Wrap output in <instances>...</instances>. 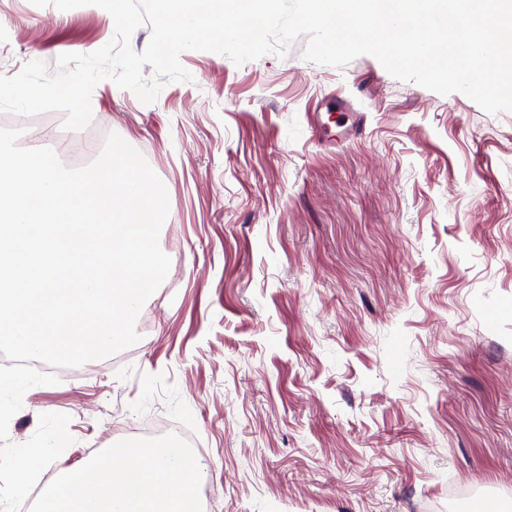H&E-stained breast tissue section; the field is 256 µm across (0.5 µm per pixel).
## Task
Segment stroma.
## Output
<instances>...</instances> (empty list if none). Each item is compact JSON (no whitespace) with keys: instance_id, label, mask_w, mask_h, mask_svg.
Returning <instances> with one entry per match:
<instances>
[{"instance_id":"35a3bbf8","label":"stroma","mask_w":512,"mask_h":512,"mask_svg":"<svg viewBox=\"0 0 512 512\" xmlns=\"http://www.w3.org/2000/svg\"><path fill=\"white\" fill-rule=\"evenodd\" d=\"M114 32L94 5L0 0V76ZM307 43L239 66L183 52L192 81L150 104L95 87L92 128L167 190L177 281L128 357L6 375L0 451L77 469L114 422L160 416L197 433L220 512H512V112ZM339 87L365 132L333 141L311 118ZM25 120L22 147L70 164L63 113Z\"/></svg>"}]
</instances>
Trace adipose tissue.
Instances as JSON below:
<instances>
[{
    "mask_svg": "<svg viewBox=\"0 0 512 512\" xmlns=\"http://www.w3.org/2000/svg\"><path fill=\"white\" fill-rule=\"evenodd\" d=\"M200 462L173 446L124 445L79 470H65L40 512H199Z\"/></svg>",
    "mask_w": 512,
    "mask_h": 512,
    "instance_id": "obj_1",
    "label": "adipose tissue"
}]
</instances>
